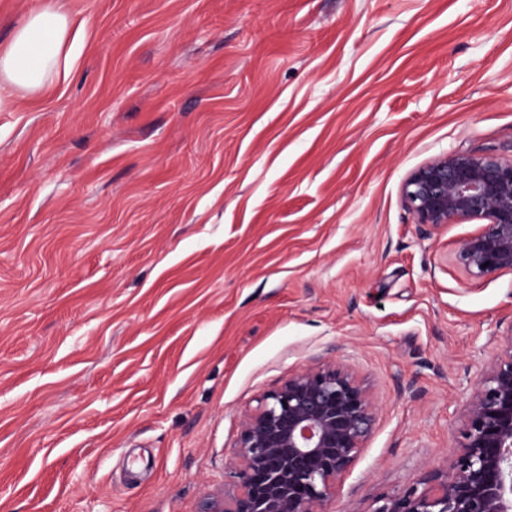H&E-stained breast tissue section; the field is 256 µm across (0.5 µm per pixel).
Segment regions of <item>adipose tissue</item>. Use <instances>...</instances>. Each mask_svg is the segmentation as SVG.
Segmentation results:
<instances>
[{
  "mask_svg": "<svg viewBox=\"0 0 512 512\" xmlns=\"http://www.w3.org/2000/svg\"><path fill=\"white\" fill-rule=\"evenodd\" d=\"M69 17L64 0H49L30 13L0 48V110L18 94L40 91L51 78L68 79L79 57L67 41Z\"/></svg>",
  "mask_w": 512,
  "mask_h": 512,
  "instance_id": "adipose-tissue-1",
  "label": "adipose tissue"
}]
</instances>
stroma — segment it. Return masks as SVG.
Returning <instances> with one entry per match:
<instances>
[{
  "instance_id": "35a3bbf8",
  "label": "stroma",
  "mask_w": 512,
  "mask_h": 512,
  "mask_svg": "<svg viewBox=\"0 0 512 512\" xmlns=\"http://www.w3.org/2000/svg\"><path fill=\"white\" fill-rule=\"evenodd\" d=\"M72 76L0 112V512H202L246 413L339 362L377 403L330 512L445 465L512 273L417 223L512 156V0H67ZM402 197L417 223L434 229L486 221L454 254L471 281L512 272V157L461 150L439 154L408 175Z\"/></svg>"
}]
</instances>
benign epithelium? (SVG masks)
<instances>
[{
	"label": "benign epithelium",
	"instance_id": "7a95c632",
	"mask_svg": "<svg viewBox=\"0 0 512 512\" xmlns=\"http://www.w3.org/2000/svg\"><path fill=\"white\" fill-rule=\"evenodd\" d=\"M402 197L417 223L434 229L483 222L454 254L470 280L512 272V157L439 154L408 175ZM376 414L367 390L335 362L288 376L245 415L232 483L208 491L205 512H328ZM371 512H512V336L467 403L449 463Z\"/></svg>",
	"mask_w": 512,
	"mask_h": 512
}]
</instances>
